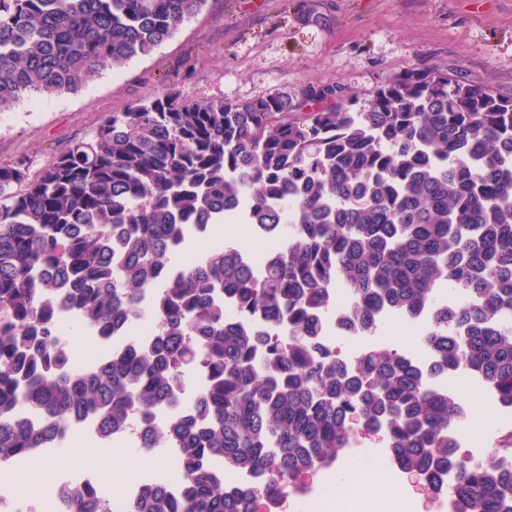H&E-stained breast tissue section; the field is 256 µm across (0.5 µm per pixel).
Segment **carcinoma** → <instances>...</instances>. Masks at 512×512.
<instances>
[{
	"label": "carcinoma",
	"instance_id": "obj_1",
	"mask_svg": "<svg viewBox=\"0 0 512 512\" xmlns=\"http://www.w3.org/2000/svg\"><path fill=\"white\" fill-rule=\"evenodd\" d=\"M206 3L0 0V112L151 54ZM234 222L277 238V256L258 269L226 243L174 261ZM338 288L362 336L379 311L432 316L430 363L323 346ZM65 316L132 344L79 370ZM145 320L159 331L139 343ZM462 375L512 411L511 97L415 71L361 103L336 84L300 100L163 95L108 113L33 178L0 163V465L136 420L139 447L176 453L185 492L151 479L120 512H256L361 430L408 475L448 473L458 512H512V462L458 452L465 407L435 380ZM239 474L254 483L224 482ZM65 494L69 512H107L90 482Z\"/></svg>",
	"mask_w": 512,
	"mask_h": 512
}]
</instances>
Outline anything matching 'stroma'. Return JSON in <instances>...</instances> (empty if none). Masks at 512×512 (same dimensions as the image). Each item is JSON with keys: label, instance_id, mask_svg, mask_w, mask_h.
<instances>
[{"label": "stroma", "instance_id": "stroma-1", "mask_svg": "<svg viewBox=\"0 0 512 512\" xmlns=\"http://www.w3.org/2000/svg\"><path fill=\"white\" fill-rule=\"evenodd\" d=\"M450 72L512 97V0H208L153 54L123 69H104L80 91L23 101L0 112V163L24 160L38 172L73 140L91 136L101 118L139 99L170 94L186 101L250 102L292 97L335 83L359 97L405 72ZM475 431L463 445L496 454L512 429L470 381L457 382ZM83 443L57 456L51 473L32 467L10 479L19 500L46 480H103L121 495L133 474L165 469Z\"/></svg>", "mask_w": 512, "mask_h": 512}]
</instances>
